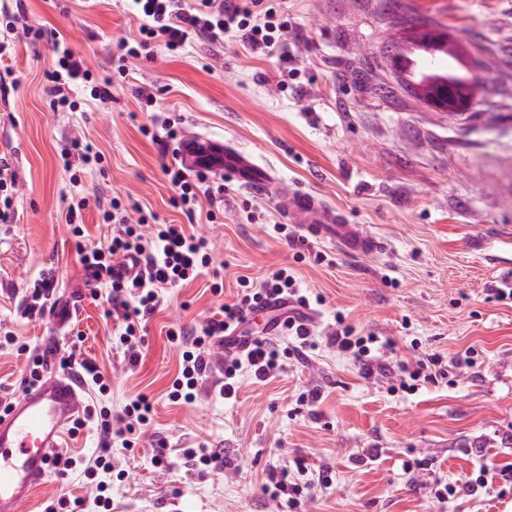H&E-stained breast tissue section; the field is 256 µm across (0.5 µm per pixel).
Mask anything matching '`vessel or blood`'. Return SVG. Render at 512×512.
Wrapping results in <instances>:
<instances>
[{"label": "vessel or blood", "mask_w": 512, "mask_h": 512, "mask_svg": "<svg viewBox=\"0 0 512 512\" xmlns=\"http://www.w3.org/2000/svg\"><path fill=\"white\" fill-rule=\"evenodd\" d=\"M176 154L190 172L219 173L243 188L265 194L276 188L270 173L251 157L212 138L185 135ZM285 219L308 238L336 244L348 252L368 254L380 246L360 225L346 223L334 208L309 193L291 196ZM43 354L40 383L0 413V512H25L47 482L65 428L87 409L86 389L75 377L56 370L57 347L44 345Z\"/></svg>", "instance_id": "1"}]
</instances>
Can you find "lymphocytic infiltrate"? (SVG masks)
I'll return each instance as SVG.
<instances>
[{"instance_id":"lymphocytic-infiltrate-1","label":"lymphocytic infiltrate","mask_w":512,"mask_h":512,"mask_svg":"<svg viewBox=\"0 0 512 512\" xmlns=\"http://www.w3.org/2000/svg\"><path fill=\"white\" fill-rule=\"evenodd\" d=\"M129 10L139 22V39L135 44L125 45L124 51L135 58H152L159 47L176 53L190 42L216 45L228 37L242 41L253 52L267 54L284 40L288 31V18L279 0H129ZM125 77V65L119 61L111 77L97 78L84 67L78 53L59 42L55 45L53 69L48 74L47 92L54 106L73 112L77 103L70 97L71 85H88L91 97L105 103L111 101L113 88L119 87ZM162 171L174 191L173 205L187 221L194 220L204 175H190L174 161L163 164ZM85 205L82 199L72 203L67 221L72 235L80 242L78 251L83 268L99 287L108 291L118 342L129 363L135 365L142 357L143 331L159 307L161 290L207 275L212 265L209 245L185 224H155L145 215L129 221L126 207L116 199L102 215L104 222L112 226L110 241L100 247H86L82 244L85 228L79 221ZM126 258L143 261L145 275L127 281L113 280V262ZM239 285L234 301L224 304L200 334L190 336L181 328L169 330L168 339L178 345L182 358L168 391L172 403L196 401L204 379L210 375L211 347L217 337L233 332L242 335L240 349L224 351V374L219 379L218 394L225 400L236 396L241 373L266 383L281 372L285 359L313 350L312 326L303 313L310 299L301 294L288 268L276 269L257 283L242 279ZM284 298L295 299L297 303L296 310L279 323L280 336L290 337V345H282L280 337L243 335L242 329L253 311ZM328 340L337 351L349 356L364 375L387 376L402 390L411 391L419 384L434 383L448 375L443 357L437 353L427 354L412 366L391 364L382 359L376 337L360 335L341 316L337 317ZM152 413V404L141 395L126 404L117 416L100 408L98 426L103 452L86 465L85 475L96 479L98 472L111 470L113 440H120L126 448L136 447ZM96 488L95 507L100 512H112L105 482L97 481Z\"/></svg>"}]
</instances>
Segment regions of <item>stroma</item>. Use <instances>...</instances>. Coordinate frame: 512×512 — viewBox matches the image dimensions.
<instances>
[{
    "mask_svg": "<svg viewBox=\"0 0 512 512\" xmlns=\"http://www.w3.org/2000/svg\"><path fill=\"white\" fill-rule=\"evenodd\" d=\"M284 9L290 28L276 53H252L234 38L214 48L190 43L176 57L161 49L153 60H130L108 104L73 88V112L56 111L46 92L52 41L16 40L4 64L17 84L0 99V157L15 174L17 214L15 223H0V326L37 348L58 339L63 353L96 363L111 387L101 397L88 393L89 404L117 412L140 394L153 402L142 444H112V471L103 477L112 512H169L175 499L183 512H278L266 490L268 471L297 458L314 483L298 512H512V483L498 472L477 492L460 488L481 465H512V299L491 294L512 286V0H400L395 10L388 0H286ZM401 13L445 26L482 60L476 73L488 92L469 114L449 119L402 89L386 99L375 94L392 73L367 57L379 55ZM26 22L59 32L102 77L139 27L123 0L89 7L83 0H27ZM150 86L159 91L152 110L136 95ZM168 116L180 118L184 133L250 155L281 179L282 191L262 197L235 188L218 223L208 221L211 200L201 195L194 225L210 244L223 292H212L208 276L162 290L133 368L113 343L106 299L91 297L66 214L73 200L87 198L81 219L93 246L111 236L99 206L115 197L130 217L144 208L185 223L160 170V146L140 132ZM76 136L91 141L104 161L81 170L75 184L60 149ZM295 191L314 193L348 223L364 225L382 249L355 256L316 242L313 250L327 253L329 263L295 262L273 230ZM286 266L304 293L323 299L311 314L317 349L288 360L268 383L242 374L234 399L220 398L211 377L196 403L169 401L179 366L169 326L200 331L233 298L239 277L258 282ZM47 270L58 279L60 309L73 312L62 325L48 313L28 319L19 311L27 285ZM340 315L358 333L388 341L395 361L412 364L432 350L452 364L470 350L476 364L456 370L448 383L389 392L385 378L365 377L328 344ZM314 387L322 400L301 404ZM188 448L223 449L226 469L187 464ZM98 451L91 420L59 450L79 467L51 475L29 512L62 496L90 512L92 487L81 465ZM161 451L169 464L158 468L153 457ZM421 459L429 469L408 473L407 464ZM324 466L331 470L327 487L316 483ZM441 483L456 485L457 493L438 499Z\"/></svg>",
    "mask_w": 512,
    "mask_h": 512,
    "instance_id": "obj_1",
    "label": "stroma"
}]
</instances>
